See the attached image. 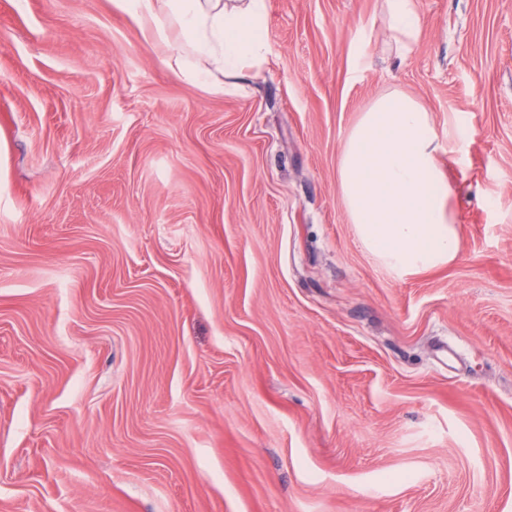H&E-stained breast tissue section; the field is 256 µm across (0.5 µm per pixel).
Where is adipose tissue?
Listing matches in <instances>:
<instances>
[{
    "mask_svg": "<svg viewBox=\"0 0 512 512\" xmlns=\"http://www.w3.org/2000/svg\"><path fill=\"white\" fill-rule=\"evenodd\" d=\"M148 47L172 74L232 92L266 59V0H132ZM399 55L420 33L416 0H384ZM430 113L412 96L376 98L349 132L338 165L341 198L363 244L397 270L453 261L459 218Z\"/></svg>",
    "mask_w": 512,
    "mask_h": 512,
    "instance_id": "1",
    "label": "adipose tissue"
}]
</instances>
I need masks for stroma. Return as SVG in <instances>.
<instances>
[{"mask_svg": "<svg viewBox=\"0 0 512 512\" xmlns=\"http://www.w3.org/2000/svg\"><path fill=\"white\" fill-rule=\"evenodd\" d=\"M266 7L223 96L112 0H0V512H512V0H417L402 59L383 0ZM394 89L459 216L416 272L339 191Z\"/></svg>", "mask_w": 512, "mask_h": 512, "instance_id": "35a3bbf8", "label": "stroma"}]
</instances>
